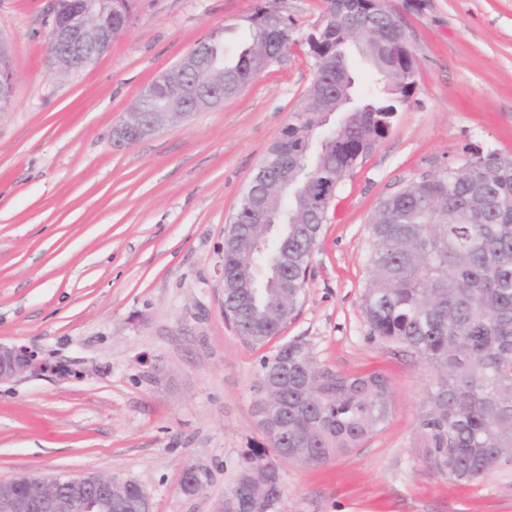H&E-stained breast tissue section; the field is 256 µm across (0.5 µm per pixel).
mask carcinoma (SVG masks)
<instances>
[{
  "label": "carcinoma",
  "mask_w": 512,
  "mask_h": 512,
  "mask_svg": "<svg viewBox=\"0 0 512 512\" xmlns=\"http://www.w3.org/2000/svg\"><path fill=\"white\" fill-rule=\"evenodd\" d=\"M324 19L302 43L313 60L318 88L307 91L255 173L247 193L261 195L290 216L270 238L242 198L224 238V317L246 343L261 348L280 335L300 305L312 253L335 194L369 151L389 133L399 107L416 84L415 59L399 55L404 28L393 12L372 14L364 0H324ZM136 0H115L112 27L126 30ZM277 14L272 27L268 13ZM254 52L224 60V89L236 92L297 43L290 18L267 3L250 16ZM363 43L379 86L354 101L349 44ZM178 92L152 98L153 109L174 112ZM350 101L331 133L321 116ZM298 176L300 193L282 197L277 175ZM373 249L361 310L369 339L417 354L435 377L421 414L415 447L434 474L470 484L512 453V158L476 152L460 166L414 181L384 198L370 224ZM275 379L278 394L257 406L287 440L269 439L275 457L252 448L243 457L224 512H255V479L261 474L272 501L281 496L282 449L319 466L359 448L392 415V386L380 371L343 374L321 367L309 344L282 343L262 363L260 380ZM182 473L189 494L203 487ZM141 486L123 485L132 512Z\"/></svg>",
  "instance_id": "carcinoma-1"
}]
</instances>
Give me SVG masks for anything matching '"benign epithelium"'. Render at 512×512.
<instances>
[{"instance_id":"7a95c632","label":"benign epithelium","mask_w":512,"mask_h":512,"mask_svg":"<svg viewBox=\"0 0 512 512\" xmlns=\"http://www.w3.org/2000/svg\"><path fill=\"white\" fill-rule=\"evenodd\" d=\"M117 33L112 28V0H64L63 6L53 11L48 31V47L54 59H65L70 64L84 67L101 56L112 44ZM201 72L211 74L206 90L190 85V76ZM157 85L180 88L186 99L180 102L179 118L211 109L224 101V70L215 67L211 56L191 50L155 81ZM150 95L145 89L124 118L115 127L116 145L127 143L131 135L139 138L153 136L171 121L169 112H146L144 100ZM33 351L23 346L0 344V382H7L43 371ZM125 480L106 478L97 473L71 477L45 479L20 475L8 482H0V512H100V503L90 499L92 486H110L107 503L121 506L115 498L118 486Z\"/></svg>"}]
</instances>
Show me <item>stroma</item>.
I'll return each instance as SVG.
<instances>
[{
	"label": "stroma",
	"instance_id": "obj_1",
	"mask_svg": "<svg viewBox=\"0 0 512 512\" xmlns=\"http://www.w3.org/2000/svg\"><path fill=\"white\" fill-rule=\"evenodd\" d=\"M265 0H138L131 26L92 65L65 72L46 39L54 0H0L15 81L0 109V343L45 371L0 384V481L111 473L151 512H215L251 448L268 447L256 387L272 346L224 319L225 230L313 78L292 47L237 95L115 146L141 91L198 42L251 39ZM408 23L416 86L389 134L333 201L304 296L282 339L318 364L379 369L389 423L311 468L281 464L274 512H512V463L481 481L438 478L414 446L433 376L367 338L360 308L381 200L475 151L512 155V0H392ZM206 470L180 487L185 465Z\"/></svg>",
	"mask_w": 512,
	"mask_h": 512
}]
</instances>
